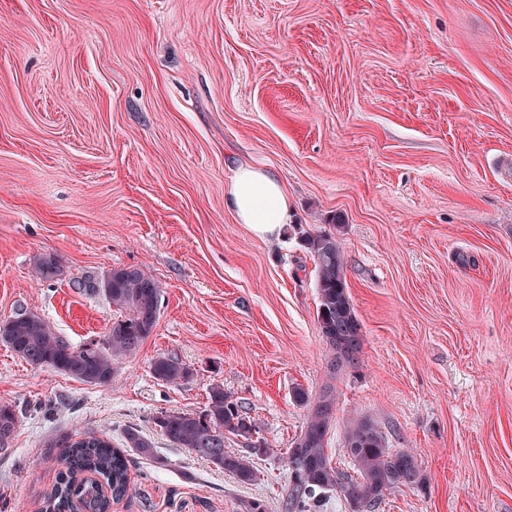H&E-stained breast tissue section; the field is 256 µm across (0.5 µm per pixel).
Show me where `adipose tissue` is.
Segmentation results:
<instances>
[{
    "label": "adipose tissue",
    "mask_w": 512,
    "mask_h": 512,
    "mask_svg": "<svg viewBox=\"0 0 512 512\" xmlns=\"http://www.w3.org/2000/svg\"><path fill=\"white\" fill-rule=\"evenodd\" d=\"M227 205L257 236L279 235L288 221L287 192L275 177L250 165L240 166L227 193Z\"/></svg>",
    "instance_id": "obj_1"
}]
</instances>
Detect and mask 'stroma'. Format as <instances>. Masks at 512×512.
<instances>
[{"label": "stroma", "instance_id": "35a3bbf8", "mask_svg": "<svg viewBox=\"0 0 512 512\" xmlns=\"http://www.w3.org/2000/svg\"><path fill=\"white\" fill-rule=\"evenodd\" d=\"M288 193L260 238L224 197L240 165ZM343 223L333 226V215ZM334 232L363 336L340 376L327 454L372 417L428 481L380 512H512V0H0V321L18 310L68 344L121 313L74 280L142 266L151 335L107 384L0 343V512H42L65 443L128 429L112 512H285L281 456L328 348L307 235ZM64 275L40 280L37 255ZM160 355L190 379L154 378ZM222 384L271 447L242 484L173 446L154 419ZM18 425V413L12 404L0 403V446L5 447Z\"/></svg>", "mask_w": 512, "mask_h": 512}]
</instances>
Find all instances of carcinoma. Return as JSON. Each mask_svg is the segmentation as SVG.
Wrapping results in <instances>:
<instances>
[{"label": "carcinoma", "instance_id": "1", "mask_svg": "<svg viewBox=\"0 0 512 512\" xmlns=\"http://www.w3.org/2000/svg\"><path fill=\"white\" fill-rule=\"evenodd\" d=\"M305 247L316 271L317 321L331 352L328 370L333 380L360 363V325L349 298L344 254L334 233L310 234L305 238ZM34 265L44 281L63 275L54 254L35 257ZM73 286L100 294L125 312L124 317L112 322L103 343L72 348L55 334L47 320L34 312L17 313L1 321L0 337H5L4 343L32 365L52 368L85 383H110L115 360L135 353L156 326L161 286L139 266L113 267L77 280ZM183 368L184 364L169 356H158L151 365L154 377L167 384L179 383ZM208 394L204 411L164 412L156 418V425L177 447L232 474L242 484L255 482L258 470L253 459L224 448L227 435L253 434L255 424L241 414L222 384L211 385ZM293 397L308 412L301 434L285 451L290 473L287 512H316L319 496L334 491L342 497L348 487L366 499L364 512H378L392 492L402 487L421 488L427 482L417 457L408 449L388 447L384 433L369 416L353 420L345 433L344 447L352 471L333 465L326 447L336 407L334 386L329 382L315 395L297 386ZM17 425L15 406L0 403L1 447L8 444ZM125 444L144 457H153L152 442L137 431L127 432ZM128 488L124 450L108 440L87 435L68 445L45 512H110L112 501L123 498Z\"/></svg>", "mask_w": 512, "mask_h": 512}]
</instances>
